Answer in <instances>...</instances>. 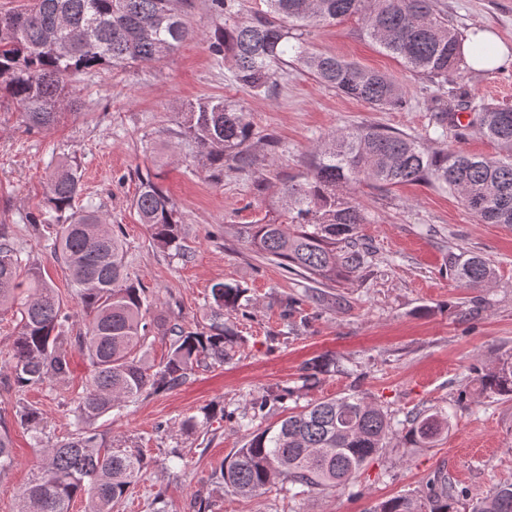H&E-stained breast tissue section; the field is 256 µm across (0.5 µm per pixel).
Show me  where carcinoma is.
Here are the masks:
<instances>
[{
    "instance_id": "carcinoma-1",
    "label": "carcinoma",
    "mask_w": 512,
    "mask_h": 512,
    "mask_svg": "<svg viewBox=\"0 0 512 512\" xmlns=\"http://www.w3.org/2000/svg\"><path fill=\"white\" fill-rule=\"evenodd\" d=\"M176 0H33L21 11L0 14V95L24 109L30 129H48L63 111L80 106L68 89L75 72L125 63L150 64L165 58L192 31ZM266 10L241 19L237 0H211L224 18L211 49L233 62L234 81L257 92L276 86L277 72L293 65L318 83L375 110L406 105L403 89L386 74L333 54L309 50L302 29L361 19L367 36L413 75L436 87L430 108L448 113V126L461 129L456 111L469 112L467 126L494 142L503 154L485 158L465 153L428 154L408 135L374 125L338 130L316 149L300 179L283 184L272 216L245 224L239 234L252 251L324 286L347 279L365 264L356 242L365 223L358 205L339 188L370 183L379 191L437 182L456 191L481 224L512 225V107L473 104L463 87L448 84L461 70V38L448 23L439 0H263ZM176 135L197 144L210 176L252 167L250 114L226 100L204 99L191 106ZM133 206L140 223L162 250L182 260L184 227L178 210L151 175L139 176ZM83 186L78 167L59 162L48 179L47 206L56 224L51 252L69 272L82 307L83 329L55 288L29 267L20 279L22 251L0 225V311L17 308L19 331L5 384L20 395L15 417L33 429L45 465L21 493L28 512H71L87 497L88 512H112L147 468L142 451L117 438L99 442L93 425L123 404L174 389L199 368L222 366L233 357L237 336L224 313L239 306L245 289L236 283L210 289V323L187 330L163 329L166 361L155 371L145 357L153 320L145 289L128 280L124 244L100 212L74 209ZM448 270L464 288H487L494 270L482 258L448 252ZM84 352L93 367L89 390L75 408V429L51 441L41 428L43 413L22 395L70 374V350ZM336 366L328 355L307 363L302 378L316 383ZM479 390L512 398V352L495 366L474 365ZM450 426L441 411L418 412L394 424L380 406L358 395L313 401L258 432L213 474L234 494L257 497L277 480L310 491L345 488L375 456L398 437L397 446L423 448ZM14 463L12 440L0 429V474ZM466 488L445 475L427 484L418 502L399 496L378 502L373 512H458ZM471 512H512V484L493 488Z\"/></svg>"
}]
</instances>
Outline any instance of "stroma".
<instances>
[{
    "mask_svg": "<svg viewBox=\"0 0 512 512\" xmlns=\"http://www.w3.org/2000/svg\"><path fill=\"white\" fill-rule=\"evenodd\" d=\"M459 32L494 30L512 48V0H441ZM192 38L159 62L128 64L69 78L82 102L54 127L27 131L23 109L0 98V225L10 227L29 261L39 265L72 312L80 306L67 270L33 230L29 214L44 204L46 173L65 157L76 161L83 191L78 206H94L120 227L129 278L146 290L151 315L185 328L204 326L210 288L237 283L246 293L227 314L239 340L224 366L200 369L181 386L130 404L100 419L104 443L124 437L138 442L149 466L113 512H371L380 501L421 497L436 471L484 497L499 483H512V399L478 393L475 362L490 363L512 350V225L480 224L460 199L430 184L381 192L346 188L366 222L358 235L370 253L351 279L330 287L286 272L255 256L238 236L242 225L263 219L283 178L300 174L314 148L336 130L374 124L418 138L434 152L499 155L498 146L473 129L462 134L439 123L428 109V83L387 55L358 18L310 30V49L379 70L396 81L408 107L375 111L291 67L278 73L277 90L257 93L233 82L230 62L216 57L209 38L221 26L210 0H178ZM469 100L512 104V66L453 74ZM203 98L233 101L250 113L257 162L242 172L213 179L192 141L173 136L178 121ZM276 137L269 146L267 137ZM156 176L177 206L193 253L183 261L152 244L132 207L138 177ZM482 255L496 278L487 288H463L448 273L449 251ZM299 297L287 312L286 296ZM336 360L334 373L313 385L302 379L309 360ZM93 368L73 352L71 373L29 391L26 401L43 413L55 437L74 428V410ZM283 394L253 427L263 430L309 402L356 393L395 419L428 408L449 413L451 426L431 448L389 447L356 477L353 486L326 492L290 491L273 485L243 498L218 489L214 469L242 447L245 430L217 418L220 409L250 413L254 398ZM15 392L0 386V421L8 427L14 464L0 474V512H20V494L43 462V452L14 419ZM211 420H204L205 412ZM190 416L196 431L182 430ZM167 424L156 433L157 424Z\"/></svg>",
    "mask_w": 512,
    "mask_h": 512,
    "instance_id": "35a3bbf8",
    "label": "stroma"
}]
</instances>
